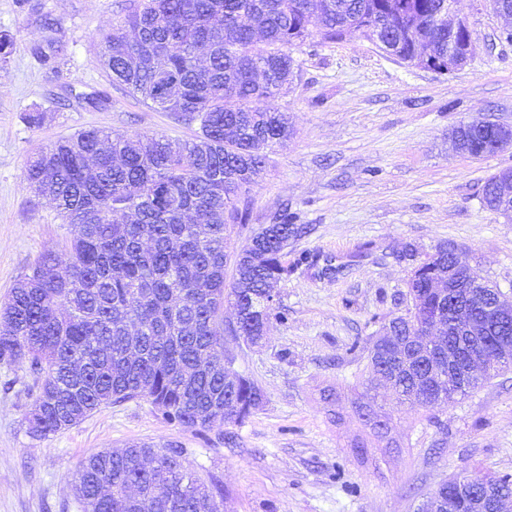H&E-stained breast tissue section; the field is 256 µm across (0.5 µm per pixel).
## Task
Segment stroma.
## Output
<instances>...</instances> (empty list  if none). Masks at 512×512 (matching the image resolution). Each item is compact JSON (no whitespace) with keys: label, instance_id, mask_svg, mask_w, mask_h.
Listing matches in <instances>:
<instances>
[{"label":"stroma","instance_id":"stroma-1","mask_svg":"<svg viewBox=\"0 0 512 512\" xmlns=\"http://www.w3.org/2000/svg\"><path fill=\"white\" fill-rule=\"evenodd\" d=\"M126 0H0V31L14 37L0 60V303L47 251L72 235L54 205L28 187L32 154L81 130L191 139L194 127L112 85L101 34L118 28ZM478 45L462 70L438 73L397 62L352 36L308 38L293 49L296 77L278 100L293 133L268 152L252 185L246 223L231 225L235 258L255 231L289 207L306 227L287 253L313 265L275 287L286 320L254 345L228 336L236 369L263 392L239 424L196 435L163 420L143 399L103 407L43 439L30 437L32 377L0 364V512H81L71 479L91 453L134 441L179 443L191 471L224 488L223 512H417L424 495L459 472L512 473V370L452 405L400 403L367 388L373 338L401 313L408 245H457L512 301V222L482 202L491 175L512 169V148L456 154L448 134L486 117L512 125V43L490 0H458ZM52 27H44L45 19ZM58 40L59 71L32 46ZM106 93L94 107L82 93ZM46 119L29 126L25 113Z\"/></svg>","mask_w":512,"mask_h":512}]
</instances>
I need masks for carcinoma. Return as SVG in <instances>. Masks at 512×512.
<instances>
[{"instance_id": "carcinoma-1", "label": "carcinoma", "mask_w": 512, "mask_h": 512, "mask_svg": "<svg viewBox=\"0 0 512 512\" xmlns=\"http://www.w3.org/2000/svg\"><path fill=\"white\" fill-rule=\"evenodd\" d=\"M444 0H130L123 24L130 37L107 33L100 57L112 83L144 105L197 126L190 140L164 135L85 130L40 148L26 180L74 227L67 258L41 254L0 306V362L28 363L33 398L29 434L69 429L103 406L147 399L169 423L197 435L217 421L240 423L259 407L261 389L242 375L224 398L228 334L256 344L273 316L262 299L295 269L283 262L301 231L282 208L238 253L226 284L224 238L246 220L250 186L267 164L265 149L292 133L276 88L295 76L292 48L318 35L324 42L359 35L407 56L415 39L438 53L448 30L434 23ZM57 72L63 47L46 39L31 48ZM500 135L478 119L464 132L473 158ZM406 313L423 341L439 304L430 284L448 268L474 280L470 260L448 259L439 246L425 256L409 248ZM241 319L224 326V302ZM508 331L483 343L487 364L432 392L402 365L391 387L404 401L429 408L467 396L491 374L512 368L495 355ZM82 512H150L157 492L170 512H222L223 493L185 464L184 449L133 442L88 455L74 478Z\"/></svg>"}]
</instances>
